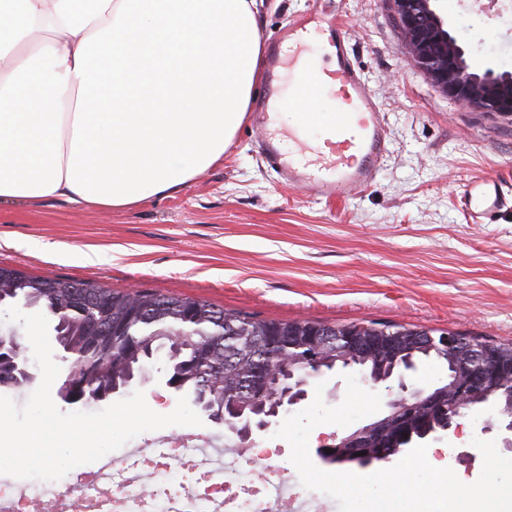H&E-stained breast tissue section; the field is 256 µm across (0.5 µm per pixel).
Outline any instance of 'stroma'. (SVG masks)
I'll return each mask as SVG.
<instances>
[{"instance_id": "1", "label": "stroma", "mask_w": 512, "mask_h": 512, "mask_svg": "<svg viewBox=\"0 0 512 512\" xmlns=\"http://www.w3.org/2000/svg\"><path fill=\"white\" fill-rule=\"evenodd\" d=\"M308 0H257L260 41L283 37ZM342 20L373 89L389 153L376 180L335 203L282 184L242 124L217 163L170 196L112 212L60 198L0 204V265L122 292L201 299L267 320L390 321L512 342V209L469 223L458 194L493 177L512 195V122L453 104L415 67L385 0H315ZM476 72L512 71L507 27L488 12L438 0ZM95 249L96 262L73 260ZM167 360L133 387L167 414ZM498 411L428 438L427 459L478 479L473 438L503 441Z\"/></svg>"}]
</instances>
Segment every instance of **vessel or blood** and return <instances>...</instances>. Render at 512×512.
Masks as SVG:
<instances>
[{
	"label": "vessel or blood",
	"mask_w": 512,
	"mask_h": 512,
	"mask_svg": "<svg viewBox=\"0 0 512 512\" xmlns=\"http://www.w3.org/2000/svg\"><path fill=\"white\" fill-rule=\"evenodd\" d=\"M318 44L323 63L313 66L308 51ZM293 79L291 94L314 86L319 95L336 99L332 112L303 113L295 127L281 133L272 127L282 77ZM264 96L251 124L259 135L261 153L282 182L319 200H336L370 186L388 152V140L374 91L355 66L343 22L326 23L310 9L288 27L285 39L271 42L265 61ZM327 135L314 142L304 128ZM460 202L471 223L493 220L512 207V196L491 178L466 181Z\"/></svg>",
	"instance_id": "1"
}]
</instances>
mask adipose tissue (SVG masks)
Returning a JSON list of instances; mask_svg holds the SVG:
<instances>
[{
    "instance_id": "ef3b65f1",
    "label": "adipose tissue",
    "mask_w": 512,
    "mask_h": 512,
    "mask_svg": "<svg viewBox=\"0 0 512 512\" xmlns=\"http://www.w3.org/2000/svg\"><path fill=\"white\" fill-rule=\"evenodd\" d=\"M260 59L256 0H0V203L178 191L223 160Z\"/></svg>"
}]
</instances>
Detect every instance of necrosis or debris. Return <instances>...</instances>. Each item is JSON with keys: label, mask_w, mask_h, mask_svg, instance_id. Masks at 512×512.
I'll use <instances>...</instances> for the list:
<instances>
[{"label": "necrosis or debris", "mask_w": 512, "mask_h": 512, "mask_svg": "<svg viewBox=\"0 0 512 512\" xmlns=\"http://www.w3.org/2000/svg\"><path fill=\"white\" fill-rule=\"evenodd\" d=\"M208 436L185 428L136 443L122 461L103 457L77 479L78 494L56 498L55 512H339L335 499L296 483L278 462L236 439L224 443L221 470L207 467L196 450ZM261 476H254L253 465ZM51 482L0 476V512H42Z\"/></svg>", "instance_id": "necrosis-or-debris-1"}]
</instances>
